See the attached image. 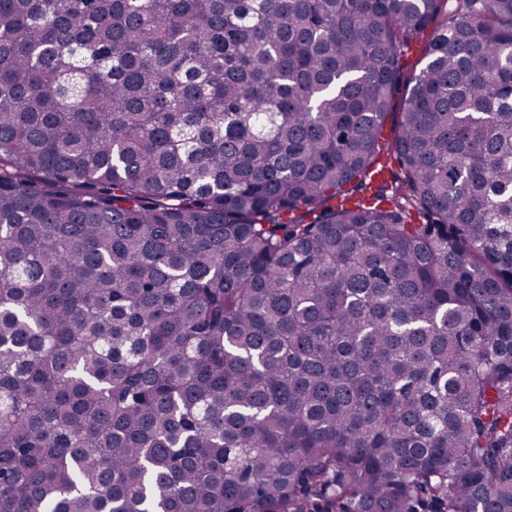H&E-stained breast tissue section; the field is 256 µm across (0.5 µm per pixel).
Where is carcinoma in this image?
Here are the masks:
<instances>
[{
	"label": "carcinoma",
	"mask_w": 512,
	"mask_h": 512,
	"mask_svg": "<svg viewBox=\"0 0 512 512\" xmlns=\"http://www.w3.org/2000/svg\"><path fill=\"white\" fill-rule=\"evenodd\" d=\"M0 512H512V0H0Z\"/></svg>",
	"instance_id": "obj_1"
}]
</instances>
